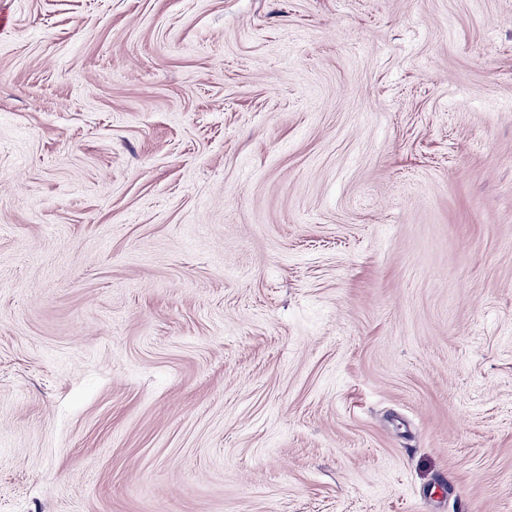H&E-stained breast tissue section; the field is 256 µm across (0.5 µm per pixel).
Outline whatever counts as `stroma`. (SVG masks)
Listing matches in <instances>:
<instances>
[{
  "label": "stroma",
  "mask_w": 512,
  "mask_h": 512,
  "mask_svg": "<svg viewBox=\"0 0 512 512\" xmlns=\"http://www.w3.org/2000/svg\"><path fill=\"white\" fill-rule=\"evenodd\" d=\"M0 13V512H512V0Z\"/></svg>",
  "instance_id": "35a3bbf8"
}]
</instances>
